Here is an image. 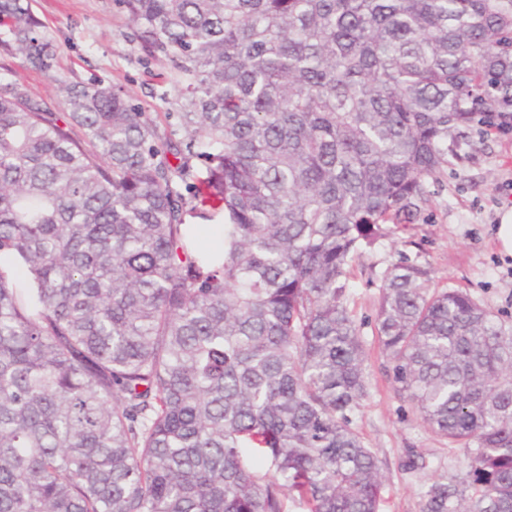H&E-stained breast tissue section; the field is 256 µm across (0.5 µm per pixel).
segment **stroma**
Listing matches in <instances>:
<instances>
[{"label":"stroma","mask_w":512,"mask_h":512,"mask_svg":"<svg viewBox=\"0 0 512 512\" xmlns=\"http://www.w3.org/2000/svg\"><path fill=\"white\" fill-rule=\"evenodd\" d=\"M33 8L56 46L58 72L73 81L96 77L121 87L167 127L170 107L159 97L158 76L168 66L138 61L125 38L128 21L114 0H33ZM429 190L430 200L412 224L395 229L350 268V308L367 354L368 396L355 426L384 462L381 512H419L421 483L461 477L467 469L463 451L435 438L394 394L374 326L382 274L407 256L431 268L432 287L465 290L512 326V258L501 255L495 239L502 213L512 208V130H468L458 156L449 158ZM412 453L424 457L425 470L406 471Z\"/></svg>","instance_id":"obj_1"}]
</instances>
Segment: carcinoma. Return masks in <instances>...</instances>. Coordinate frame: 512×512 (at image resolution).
Returning a JSON list of instances; mask_svg holds the SVG:
<instances>
[{
  "instance_id": "1",
  "label": "carcinoma",
  "mask_w": 512,
  "mask_h": 512,
  "mask_svg": "<svg viewBox=\"0 0 512 512\" xmlns=\"http://www.w3.org/2000/svg\"><path fill=\"white\" fill-rule=\"evenodd\" d=\"M0 0V512H379L350 264L474 125L512 130V0H115L162 131ZM223 216L222 255L187 212ZM395 395L467 452L420 512H512V328L386 269ZM20 77L49 103L57 100V89L53 80L45 74L18 70Z\"/></svg>"
}]
</instances>
